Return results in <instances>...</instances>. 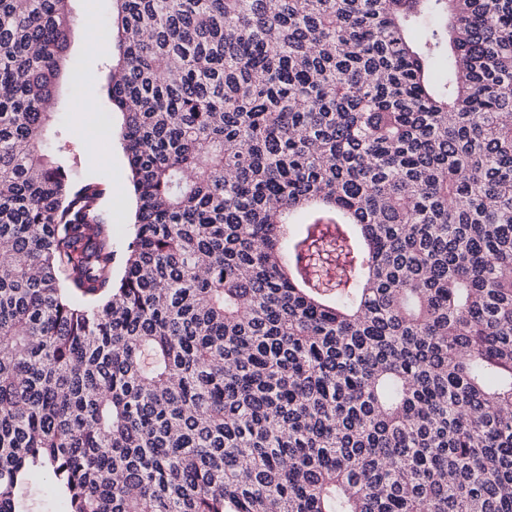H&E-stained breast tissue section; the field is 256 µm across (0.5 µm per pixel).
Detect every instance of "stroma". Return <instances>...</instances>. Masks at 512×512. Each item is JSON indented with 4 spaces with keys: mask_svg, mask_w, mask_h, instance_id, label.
<instances>
[{
    "mask_svg": "<svg viewBox=\"0 0 512 512\" xmlns=\"http://www.w3.org/2000/svg\"><path fill=\"white\" fill-rule=\"evenodd\" d=\"M112 12L111 0H73L74 17L67 53L82 62L83 82L78 93L69 87H61L63 108L56 117L58 126L68 130L75 141L89 142L88 131L102 114L112 116L113 134L98 140L94 152L86 154L83 167L108 177L110 195L107 206L112 213V239L117 256H124L133 231L136 201L126 178L127 158L118 131L122 123L121 113L112 109L107 94L109 71L102 65L103 56L96 49L98 31ZM95 98L93 111H83L88 98Z\"/></svg>",
    "mask_w": 512,
    "mask_h": 512,
    "instance_id": "stroma-1",
    "label": "stroma"
}]
</instances>
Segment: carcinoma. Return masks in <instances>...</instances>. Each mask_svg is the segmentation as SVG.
<instances>
[{"instance_id":"obj_1","label":"carcinoma","mask_w":512,"mask_h":512,"mask_svg":"<svg viewBox=\"0 0 512 512\" xmlns=\"http://www.w3.org/2000/svg\"><path fill=\"white\" fill-rule=\"evenodd\" d=\"M69 2L0 0V512H512V0H112L119 272Z\"/></svg>"}]
</instances>
